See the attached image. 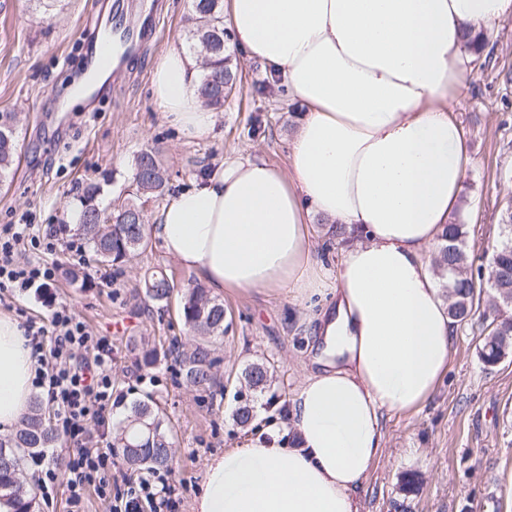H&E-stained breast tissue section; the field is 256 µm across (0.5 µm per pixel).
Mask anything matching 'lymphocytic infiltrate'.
<instances>
[{
    "instance_id": "f902f5d3",
    "label": "lymphocytic infiltrate",
    "mask_w": 512,
    "mask_h": 512,
    "mask_svg": "<svg viewBox=\"0 0 512 512\" xmlns=\"http://www.w3.org/2000/svg\"><path fill=\"white\" fill-rule=\"evenodd\" d=\"M39 238L27 237L22 224L0 228V290L43 294L56 279L54 267L19 261L20 252L40 248ZM26 336L33 355L51 357V369H38L33 385L46 390L54 407L55 428L71 445L64 472L46 464L37 484L42 497H52L57 484H64L71 507L81 508L88 492L113 497L115 512H173V490L154 487L144 477L127 492H113L111 450L94 447L90 425L108 428L112 418V343L94 335L66 305H52L44 324L30 321Z\"/></svg>"
}]
</instances>
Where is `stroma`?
I'll return each instance as SVG.
<instances>
[{
    "label": "stroma",
    "mask_w": 512,
    "mask_h": 512,
    "mask_svg": "<svg viewBox=\"0 0 512 512\" xmlns=\"http://www.w3.org/2000/svg\"><path fill=\"white\" fill-rule=\"evenodd\" d=\"M153 13L152 30L140 51L126 59V71L99 95L60 111L64 90L79 78L94 37L115 21L113 0H58L42 14L35 0H0V113L14 116L18 160L0 184V227L28 224L54 240L41 262L55 268L82 269L83 279L57 278L47 294L0 296V309L19 321H42L50 303L67 304L90 329L112 342V382L122 404L112 411L120 422L143 391H154L174 440L173 468L167 478L191 512L200 494L209 458L254 439L265 423L286 420L291 399L311 366V312L281 291L222 292L229 327L214 339L223 393L188 387L180 362L168 357L151 367L139 361L136 343L178 338L191 347L193 337L179 315L180 299L148 304L141 280L162 270L178 286L199 278L166 256L157 240L120 267L92 262L82 234L63 216L90 182H106L100 198L109 206L132 178L136 155L156 149L172 187L202 167L235 155L285 166L288 140L298 117L287 97L261 94L271 71L228 44L239 82L217 115L211 138L187 143L160 112L152 95L155 61L185 46L190 0H126ZM458 115L475 160L463 181L459 218L469 231L475 267H486V253L500 236L499 218L512 207V15L488 33L462 93ZM260 132H252L253 124ZM487 325L482 311L454 326L448 373L418 412L383 418V454L360 488V512H480L489 491H496L495 512H512V356L485 366L478 348ZM266 359L277 367L275 381L249 393L254 420L248 428L233 420L241 369ZM417 483L405 487L404 478Z\"/></svg>",
    "instance_id": "stroma-1"
}]
</instances>
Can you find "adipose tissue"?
I'll list each match as a JSON object with an SVG mask.
<instances>
[{
	"instance_id": "obj_1",
	"label": "adipose tissue",
	"mask_w": 512,
	"mask_h": 512,
	"mask_svg": "<svg viewBox=\"0 0 512 512\" xmlns=\"http://www.w3.org/2000/svg\"><path fill=\"white\" fill-rule=\"evenodd\" d=\"M512 0H224L238 48L281 76L302 112L286 167L248 157L189 178L148 230L217 291L323 297L315 369L291 400L296 446L272 440L212 456L192 512H359L384 414L419 411L448 371L453 322L432 253L474 163L458 119L466 42ZM196 62L157 60L155 100L188 141L216 117ZM339 224L334 286L312 258L316 223ZM38 367L0 311V433L27 411Z\"/></svg>"
}]
</instances>
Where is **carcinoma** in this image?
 Segmentation results:
<instances>
[{
    "instance_id": "obj_1",
    "label": "carcinoma",
    "mask_w": 512,
    "mask_h": 512,
    "mask_svg": "<svg viewBox=\"0 0 512 512\" xmlns=\"http://www.w3.org/2000/svg\"><path fill=\"white\" fill-rule=\"evenodd\" d=\"M192 28L188 31L187 48L207 62L201 68L198 91L207 98L206 105L214 110L224 107L227 96L209 82V76H221L224 83H237L231 59L225 54L227 31L224 29V0H191ZM16 140L13 117L0 114V181H5L16 161ZM142 166L144 174L154 176L146 185L132 184L127 197L108 207L100 206L98 197L101 186L91 182L79 196V205L71 211V220L91 246L94 261L102 266H114L148 247L145 224H116L107 226L112 216L126 208L140 209L149 200L164 196L169 179L158 174L161 169L156 152L145 149L137 155L134 166ZM434 271L440 278L441 287L448 299V314L454 322L468 320L477 296L478 280L482 271L473 270V259L468 247L467 225L455 220L436 246ZM496 288L491 304L495 313L490 332L484 337L479 357L487 366L497 364L503 357L512 355V234L497 245V267L494 271ZM175 286L168 277L157 270L149 271L143 279L145 300L162 304L170 301ZM180 314L185 325L198 336L189 352L180 350V343L169 341L164 353L177 354L182 364L186 383L203 392H211L220 386L214 371L216 359L211 356L208 338L224 335L226 311L224 303L211 297L208 291L194 285L185 289L180 303ZM271 364L252 363L243 370L248 387H265L271 377ZM59 439L57 431L40 404H35L13 438L0 440V500H8L13 512H33L36 503L34 488L20 479L23 460L43 448H52ZM115 447L122 448L134 471H155L169 467L173 452L170 430L165 426L153 394L130 410L124 425L118 430Z\"/></svg>"
}]
</instances>
